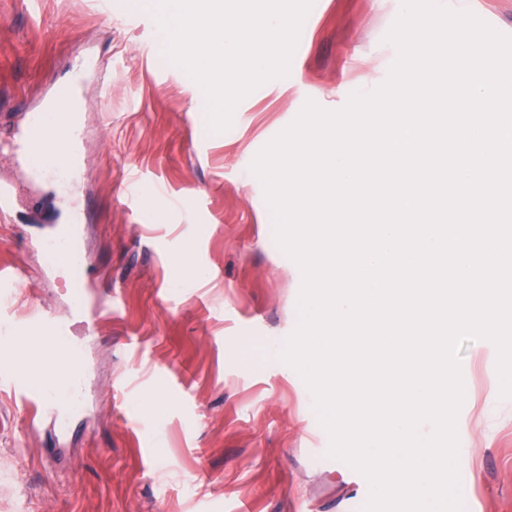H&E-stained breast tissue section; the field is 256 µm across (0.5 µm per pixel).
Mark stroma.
Masks as SVG:
<instances>
[{"instance_id": "obj_1", "label": "stroma", "mask_w": 512, "mask_h": 512, "mask_svg": "<svg viewBox=\"0 0 512 512\" xmlns=\"http://www.w3.org/2000/svg\"><path fill=\"white\" fill-rule=\"evenodd\" d=\"M398 0H319L290 74L240 102L212 132L201 88L165 55L150 0H0V142L81 79L74 166L0 152L20 205L0 219V270L26 269L0 306V337L35 336L77 307L66 265L37 243L80 220L92 309L81 336L83 407L65 434L0 387V512H360L369 487L329 457L299 374L279 358L298 323L301 274L276 245L250 171L306 100L342 107L376 88L396 50ZM109 112H101L100 98ZM189 251L203 270L180 279ZM461 349L470 391L458 417L466 512H512V398ZM162 401L143 409L147 396Z\"/></svg>"}]
</instances>
